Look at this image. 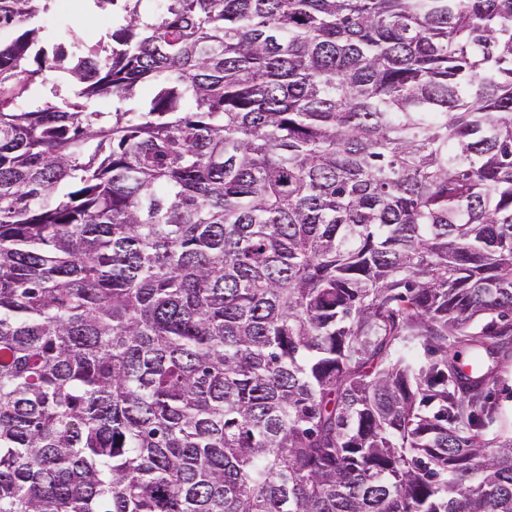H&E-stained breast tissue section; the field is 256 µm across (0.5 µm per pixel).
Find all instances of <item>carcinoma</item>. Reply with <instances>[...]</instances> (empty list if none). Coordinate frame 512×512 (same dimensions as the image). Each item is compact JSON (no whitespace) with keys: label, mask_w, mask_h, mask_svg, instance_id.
Listing matches in <instances>:
<instances>
[{"label":"carcinoma","mask_w":512,"mask_h":512,"mask_svg":"<svg viewBox=\"0 0 512 512\" xmlns=\"http://www.w3.org/2000/svg\"><path fill=\"white\" fill-rule=\"evenodd\" d=\"M54 2L0 0V512H512V0ZM84 0H58V6L44 15L41 24L48 30L66 29L68 37L93 40L112 31V12L109 8H88ZM490 402L494 412L484 419L482 428L486 439L507 432L512 434V359L502 363L498 369L497 383L491 387Z\"/></svg>","instance_id":"1"}]
</instances>
